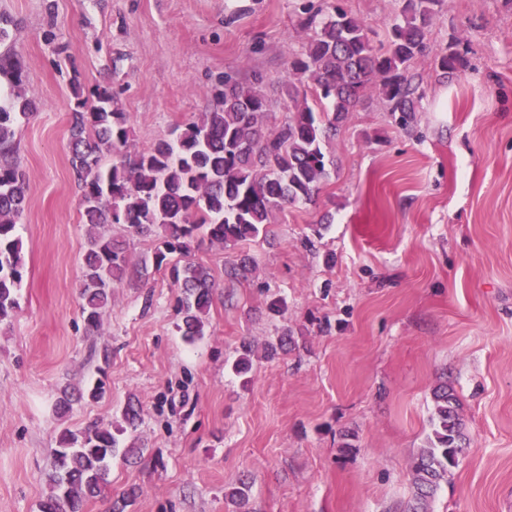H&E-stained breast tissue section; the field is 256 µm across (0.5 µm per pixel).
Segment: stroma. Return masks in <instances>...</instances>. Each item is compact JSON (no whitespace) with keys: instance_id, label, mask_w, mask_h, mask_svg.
I'll return each mask as SVG.
<instances>
[{"instance_id":"1","label":"stroma","mask_w":512,"mask_h":512,"mask_svg":"<svg viewBox=\"0 0 512 512\" xmlns=\"http://www.w3.org/2000/svg\"><path fill=\"white\" fill-rule=\"evenodd\" d=\"M338 3L378 44L403 0H0V53L18 54L38 105L16 130L26 274L0 323V512H39L61 432L122 428L131 401L141 423L120 445L143 455L113 458L107 497L84 512L132 488L127 512H408L443 383L465 449L430 512H512V0H445L429 40L457 43L463 66L445 78L432 57L415 61L412 128L377 98L349 113L325 143L315 203L246 241L191 240L215 282L204 336L177 329L181 290L154 264L155 236L121 225L128 272L101 331L85 330L75 87L112 89L132 153L198 120L228 75L259 83L270 133L308 17ZM244 475L239 505L228 493Z\"/></svg>"}]
</instances>
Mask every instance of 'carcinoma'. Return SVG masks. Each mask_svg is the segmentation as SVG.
Here are the masks:
<instances>
[{"label":"carcinoma","instance_id":"obj_1","mask_svg":"<svg viewBox=\"0 0 512 512\" xmlns=\"http://www.w3.org/2000/svg\"><path fill=\"white\" fill-rule=\"evenodd\" d=\"M444 0H403L399 17L388 31V45H373L364 25L338 5L313 28L304 50L289 63L283 91L291 108L274 134L263 131L267 102L258 87L231 79L217 106L171 137L155 141L133 157L104 160L127 146L131 129L112 91L96 85L83 95L75 91L69 142L70 161L82 187L83 217L95 232L83 258L81 314L90 333L100 331L112 301V288L128 270L125 241L106 234L110 224L129 233L163 237L155 253L156 266H170L182 288L179 299L182 336L194 341L203 335L214 282L205 266L171 262L187 251L197 233L213 241L234 244L255 237L273 213L299 203L316 201L327 175L324 141L349 112L378 96L403 126L412 124L419 96L411 67L433 56L445 76L463 63L450 44L435 49L429 31ZM0 79L6 98L0 99V323L18 309L25 276L23 245L15 234L25 208V185L13 155L15 129L36 110L22 93L21 62L0 55ZM314 83L316 100L329 105L317 113L309 106L303 80ZM234 370H251V343L243 342ZM433 437L412 468L416 504L410 512H428V501L457 465L462 453V420L453 389L444 384L434 391ZM92 425L64 431L53 452L49 492L40 512H83L84 504L105 496L112 458L120 448L116 433Z\"/></svg>","mask_w":512,"mask_h":512}]
</instances>
